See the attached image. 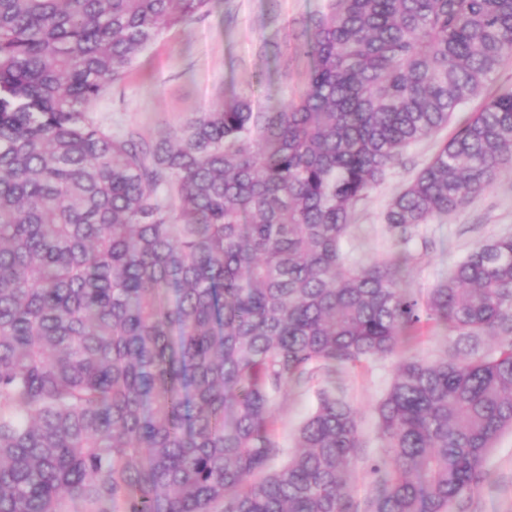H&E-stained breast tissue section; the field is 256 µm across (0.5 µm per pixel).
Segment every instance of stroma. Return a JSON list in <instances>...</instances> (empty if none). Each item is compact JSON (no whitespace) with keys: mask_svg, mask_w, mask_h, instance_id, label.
Here are the masks:
<instances>
[{"mask_svg":"<svg viewBox=\"0 0 512 512\" xmlns=\"http://www.w3.org/2000/svg\"><path fill=\"white\" fill-rule=\"evenodd\" d=\"M332 0H212L207 14L164 29L124 77L92 108L91 116L112 134L135 133L152 140L179 128L224 100L249 98L255 111L288 104L303 92L312 61L305 44L310 21L328 14ZM512 90V60L455 113L438 135L409 147L404 162L360 201L353 225L342 241L353 263L408 256L402 275L410 288L427 291L447 277L450 267L476 244L512 234V172L454 213L435 217L408 241L392 236L383 222L390 199L407 185L448 140L459 124L478 111L485 98ZM394 371L390 360H372L336 372V386L356 410L366 456L378 451L374 405ZM316 407L311 387H288L278 401L275 431L280 443ZM486 483L471 512H512V433L504 432L486 458Z\"/></svg>","mask_w":512,"mask_h":512,"instance_id":"obj_1","label":"stroma"}]
</instances>
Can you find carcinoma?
Segmentation results:
<instances>
[{
  "label": "carcinoma",
  "instance_id": "cac0c4a2",
  "mask_svg": "<svg viewBox=\"0 0 512 512\" xmlns=\"http://www.w3.org/2000/svg\"><path fill=\"white\" fill-rule=\"evenodd\" d=\"M211 0H0V512H451L512 431V235L425 292L347 263L359 201L512 59V0H334L309 81L149 143L93 105ZM512 170V90L387 205L406 239ZM181 222H173V208ZM444 329L434 361L406 353ZM394 360L374 494L336 369ZM318 383L293 449L275 405Z\"/></svg>",
  "mask_w": 512,
  "mask_h": 512
}]
</instances>
